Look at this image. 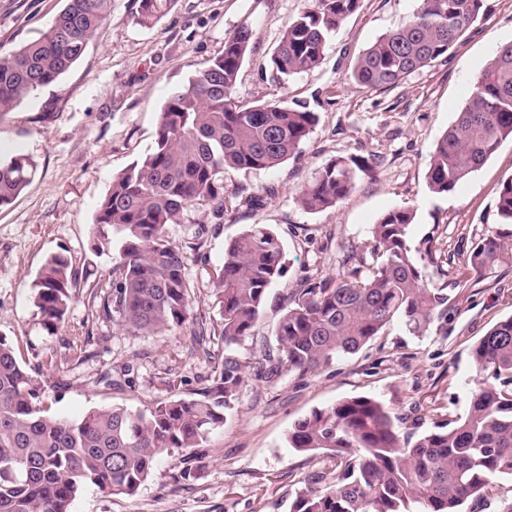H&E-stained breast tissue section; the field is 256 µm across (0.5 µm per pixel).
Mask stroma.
<instances>
[{
  "instance_id": "1",
  "label": "stroma",
  "mask_w": 512,
  "mask_h": 512,
  "mask_svg": "<svg viewBox=\"0 0 512 512\" xmlns=\"http://www.w3.org/2000/svg\"><path fill=\"white\" fill-rule=\"evenodd\" d=\"M140 0H111L108 16L83 56L55 82L38 88L0 120V162L23 154L34 164L29 184L0 208V337L29 369L54 361L57 386L44 404L51 414L81 418L90 409L146 410L155 400L192 396L211 364L192 352L188 329L136 335L100 318L91 294L118 252L92 247L97 206L113 176L153 143L158 114L241 26L252 31L233 98L239 104L283 102L315 112L317 122L299 153L269 170L224 174V192L264 194L258 208L240 206L211 224L195 208L170 225L172 239H188V225L204 224L187 272L197 282L193 311L208 321L220 308L205 284L224 260V246L249 224L268 225L282 240L285 269L254 336L238 347L250 362L273 344L279 294L306 277L336 274L370 227L395 208L413 211L407 244L432 286L450 287L445 318L422 336L401 323L388 326L356 354L319 372L273 382L247 375L234 407L204 450V466L181 477V451L163 456L131 498L86 489L72 512H289L312 471L334 458L288 448L291 425L337 400L369 396L421 429L462 416L475 385L470 351L496 322L512 316V266L479 277L464 258L488 230L512 232L498 214L502 183L512 178V140L454 191L432 193L429 154L465 105L473 80L497 49L512 41V0H484L485 16L445 59L410 75L396 88L366 89L350 77L355 60L382 34L411 20L420 0H361L329 39L315 71L280 81L270 58L283 31L310 0H171L150 25L139 24ZM65 0H0V55L41 38ZM378 155L374 170L358 173L355 188L336 207L309 212L295 201L298 187L330 160ZM65 251L77 272L66 323L47 334L34 304V283L45 259ZM87 338L77 358L71 337ZM111 373L113 385L101 378Z\"/></svg>"
}]
</instances>
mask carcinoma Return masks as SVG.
I'll list each match as a JSON object with an SVG mask.
<instances>
[{"instance_id":"obj_1","label":"carcinoma","mask_w":512,"mask_h":512,"mask_svg":"<svg viewBox=\"0 0 512 512\" xmlns=\"http://www.w3.org/2000/svg\"><path fill=\"white\" fill-rule=\"evenodd\" d=\"M361 0H312L284 30L271 56L286 80L318 68L328 39ZM110 0H66L38 40L0 56V118L38 87L50 84L83 55ZM168 0H141L144 24ZM484 0H421L404 26L381 35L357 58L352 76L371 90H388L446 56L484 15ZM241 27L224 52L174 91L159 112L153 146L112 180L93 223L94 248L120 244L119 257L96 284L103 317L134 333L157 335L188 327L213 364L208 384L191 397L168 396L144 411L112 406L72 420L48 413L43 385L0 338V512H71L94 486L133 497L159 458L175 449L204 448L222 427L245 382L249 362L235 346L254 335L271 284L282 276L285 249L264 224H252L224 247V261L207 286L221 309L211 323L192 315L194 281L187 273L194 247L172 240L169 225L203 207L224 223V172L274 168L297 154L316 123L304 107L263 103L228 106L248 52ZM512 138V42L501 46L475 78L468 101L430 154L429 189L453 191ZM378 163L336 158L301 185L296 202L309 212L336 206L355 188L356 172ZM33 163L16 155L0 163V208L30 182ZM502 223L512 224V178L498 196ZM413 211L392 209L371 227L366 250L332 277L306 278L283 298L275 349L265 354L266 378L303 376L360 351L399 321L424 335L448 314V288L429 286L407 247ZM481 276L512 265V238L489 230L466 254ZM35 305L51 335L65 323L76 273L64 254L39 270ZM224 343L220 357L203 345ZM479 375L465 416L418 432L409 418L374 398H343L312 411L288 430V447L336 457L296 492L290 512H462L503 479H512V317L497 322L470 351Z\"/></svg>"}]
</instances>
